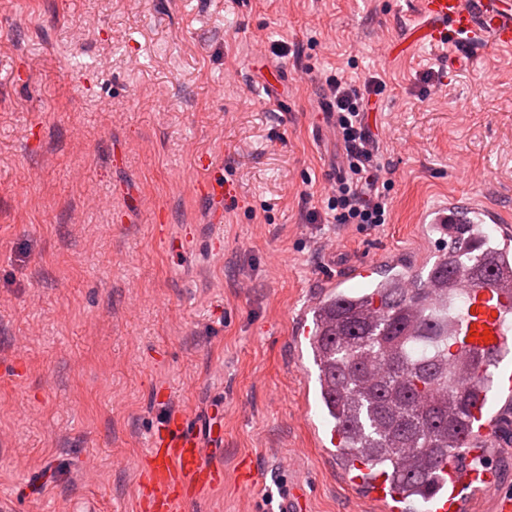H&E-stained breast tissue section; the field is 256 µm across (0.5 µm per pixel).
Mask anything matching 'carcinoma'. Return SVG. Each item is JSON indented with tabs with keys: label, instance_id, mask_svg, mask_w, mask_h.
<instances>
[{
	"label": "carcinoma",
	"instance_id": "carcinoma-1",
	"mask_svg": "<svg viewBox=\"0 0 512 512\" xmlns=\"http://www.w3.org/2000/svg\"><path fill=\"white\" fill-rule=\"evenodd\" d=\"M478 264L460 243L438 257L431 273L447 277L448 257ZM423 279L415 287H401V277L391 274L380 285L379 315L365 317L363 307L329 296L312 315L311 351L319 370L320 400L329 421L341 426V443L367 456L373 469L397 466L396 451L409 449L416 467L404 475L411 488L438 471L439 460L459 451L463 428L459 414H448V400H436L424 409L413 402L448 394L438 381L436 360L448 359V337L425 326L405 334L399 310L425 297Z\"/></svg>",
	"mask_w": 512,
	"mask_h": 512
}]
</instances>
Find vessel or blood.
Listing matches in <instances>:
<instances>
[{"label":"vessel or blood","instance_id":"1","mask_svg":"<svg viewBox=\"0 0 512 512\" xmlns=\"http://www.w3.org/2000/svg\"><path fill=\"white\" fill-rule=\"evenodd\" d=\"M420 20L413 28L417 45L441 46L454 41L480 55L483 47L512 48V5L507 0H416ZM495 225L499 243L484 249L477 229ZM422 229L437 227L452 236H466L470 246L483 250L487 270L456 266L448 279L427 277L424 304L404 309L417 318L424 308L445 311L443 329L453 344L448 358V386L474 396L471 415L483 418L489 404L482 388L488 370L498 368L504 353L512 348V223L488 205L460 204L452 198L424 212ZM490 340H483V333ZM347 470L356 482L368 483V503L373 512H384L388 499L418 503L419 512H462L458 491L469 487L473 494L490 498L493 512H512V494L500 491L491 476L476 479L462 467L458 456L445 459L440 479L429 480L417 491L387 490L386 473H371L362 459L349 457ZM139 512H187L204 492L224 483V468L213 461L208 444L189 415L176 411L148 439L145 460L138 468Z\"/></svg>","mask_w":512,"mask_h":512}]
</instances>
